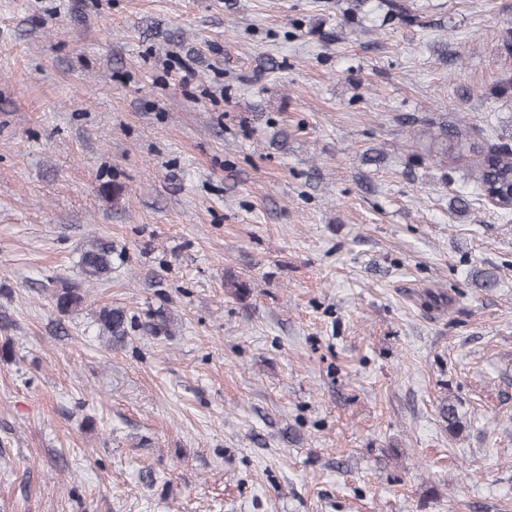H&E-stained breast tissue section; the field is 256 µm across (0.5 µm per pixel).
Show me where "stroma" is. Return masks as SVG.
<instances>
[{"instance_id": "1", "label": "stroma", "mask_w": 512, "mask_h": 512, "mask_svg": "<svg viewBox=\"0 0 512 512\" xmlns=\"http://www.w3.org/2000/svg\"><path fill=\"white\" fill-rule=\"evenodd\" d=\"M407 2L0 0V512H512V0ZM348 5L346 14L349 16L351 14L367 15L376 9H384L391 15L405 14L414 21L418 20V15L410 9L409 5L398 0H350ZM448 136L456 138L458 152L448 154ZM468 133L459 128L448 130V126L440 127L434 140L441 141L442 148L436 151L443 164L448 158L464 156L465 151L475 159L472 165L474 194L484 200L487 197L495 201L496 209L505 217L512 215V147L507 144L486 141L483 146H475L468 142ZM468 147V149H466ZM112 243L100 239L92 240L85 247L80 262L81 275L87 283H98L112 272L114 255ZM52 296L55 300L56 308L60 312H69L74 308H78L83 302V295L78 292V288L68 285L56 289ZM132 316L122 308H103L98 315L99 332L108 339V344L121 346L133 328Z\"/></svg>"}]
</instances>
